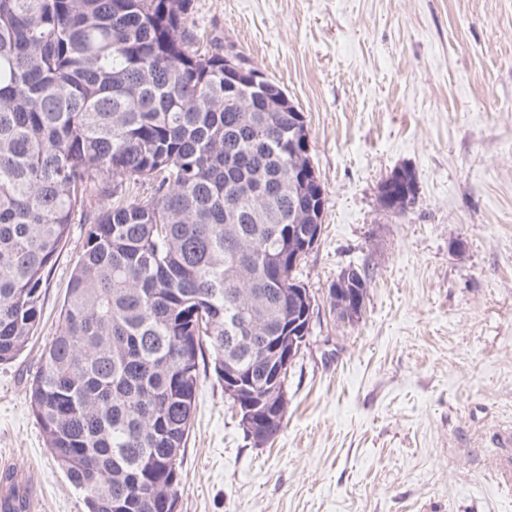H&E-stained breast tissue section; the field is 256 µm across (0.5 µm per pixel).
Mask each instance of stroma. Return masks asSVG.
Instances as JSON below:
<instances>
[{"mask_svg": "<svg viewBox=\"0 0 512 512\" xmlns=\"http://www.w3.org/2000/svg\"><path fill=\"white\" fill-rule=\"evenodd\" d=\"M193 3L199 34L302 110L324 212L282 430L254 447L201 361L177 512H512L496 446L512 430V0ZM400 167L418 197L395 217L378 187ZM82 241L72 225L38 332L0 364V469L26 481L30 512H86L26 395ZM363 263V314L341 322L329 291Z\"/></svg>", "mask_w": 512, "mask_h": 512, "instance_id": "1", "label": "stroma"}]
</instances>
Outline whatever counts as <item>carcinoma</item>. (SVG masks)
I'll list each match as a JSON object with an SVG mask.
<instances>
[{
  "instance_id": "carcinoma-1",
  "label": "carcinoma",
  "mask_w": 512,
  "mask_h": 512,
  "mask_svg": "<svg viewBox=\"0 0 512 512\" xmlns=\"http://www.w3.org/2000/svg\"><path fill=\"white\" fill-rule=\"evenodd\" d=\"M193 0H0V363L37 332L46 274L74 223L84 240L64 312L27 392L47 448L88 512L178 503L199 358L274 410L273 346L304 326L288 266L316 231L319 183L297 106L266 79L242 106L224 44L200 51ZM147 185L129 199L132 185ZM338 319L364 303L369 267ZM252 323L231 341L225 310ZM0 472V512H27Z\"/></svg>"
}]
</instances>
